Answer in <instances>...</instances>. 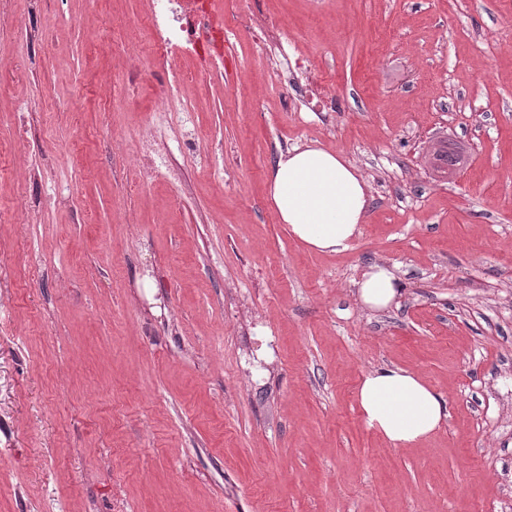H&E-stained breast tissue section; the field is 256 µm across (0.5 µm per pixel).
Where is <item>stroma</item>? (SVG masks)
<instances>
[{"label": "stroma", "mask_w": 512, "mask_h": 512, "mask_svg": "<svg viewBox=\"0 0 512 512\" xmlns=\"http://www.w3.org/2000/svg\"><path fill=\"white\" fill-rule=\"evenodd\" d=\"M222 2V74L157 65L153 116L119 53L140 0H105L95 46L84 0H0L26 19L0 32V512H512V0ZM244 16L335 111L286 106ZM149 126L180 184L128 187ZM441 141L466 158L444 177ZM312 142L371 186L334 254L268 196L279 150ZM376 262L402 282L384 311L352 293ZM384 364L448 404L417 447L360 416Z\"/></svg>", "instance_id": "1"}]
</instances>
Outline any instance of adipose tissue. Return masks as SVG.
I'll list each match as a JSON object with an SVG mask.
<instances>
[{"label": "adipose tissue", "instance_id": "adipose-tissue-1", "mask_svg": "<svg viewBox=\"0 0 512 512\" xmlns=\"http://www.w3.org/2000/svg\"><path fill=\"white\" fill-rule=\"evenodd\" d=\"M268 186L279 222L308 249L343 251L366 221L370 186L340 151L315 144L282 150ZM354 288L358 303L371 311L388 309L402 291L396 273L383 263L370 266ZM356 400L365 424L395 448L428 439L448 419L442 395L414 371L396 365L364 372Z\"/></svg>", "mask_w": 512, "mask_h": 512}]
</instances>
